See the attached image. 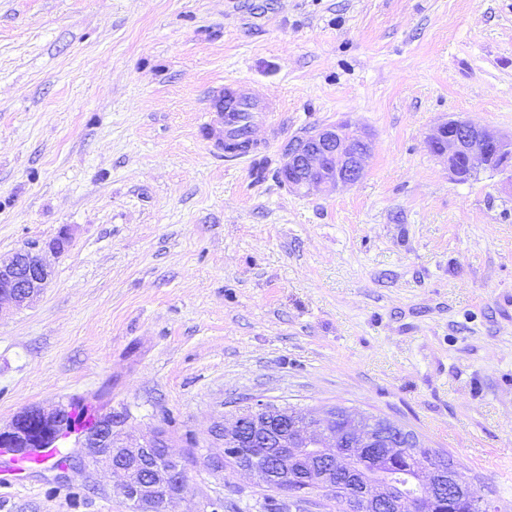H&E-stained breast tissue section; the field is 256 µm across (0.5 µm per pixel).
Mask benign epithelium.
<instances>
[{"instance_id":"benign-epithelium-1","label":"benign epithelium","mask_w":512,"mask_h":512,"mask_svg":"<svg viewBox=\"0 0 512 512\" xmlns=\"http://www.w3.org/2000/svg\"><path fill=\"white\" fill-rule=\"evenodd\" d=\"M432 152L446 158L448 171L456 181L474 178L481 169L505 173L512 182V137L498 135L462 119H448L428 137ZM368 136L359 129L347 133L343 124L316 128L294 138L284 148L282 176L298 191L335 189L358 182L370 152ZM66 237L48 243H33L0 259V304L16 308L34 303L49 283L52 271L41 253L64 250ZM67 407L50 411L40 407L19 412L6 429H0L1 448H43L57 443L65 426ZM124 418L109 411L97 415L96 426L81 435L80 447L87 453L80 459L94 467L109 469L121 477V494L133 512H169L186 492L188 475L184 461L175 456L169 439L156 430L129 443L117 442V428ZM224 451L211 458L216 471L224 469V458L242 456L245 448H260L272 459V466L259 467L241 460L237 468L265 485L281 486L289 492H304L318 484L333 494L345 488L355 512H416L422 503L442 500L448 512L455 504L468 502L472 512H496L493 501L477 492L460 476L448 455L437 452L418 466L426 492H397L388 481L368 478V473H350L356 460L395 462L407 449L420 447L417 436L389 420L361 418L331 410L321 416L303 418L287 407L254 399L238 409L228 424L214 427Z\"/></svg>"}]
</instances>
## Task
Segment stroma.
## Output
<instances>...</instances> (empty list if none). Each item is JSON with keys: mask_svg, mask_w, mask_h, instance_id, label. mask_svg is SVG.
Listing matches in <instances>:
<instances>
[{"mask_svg": "<svg viewBox=\"0 0 512 512\" xmlns=\"http://www.w3.org/2000/svg\"><path fill=\"white\" fill-rule=\"evenodd\" d=\"M233 80L284 112L229 161L204 107ZM460 118L512 135V0H0V258L52 278L0 316V427L73 400L187 460L174 512H336L209 459L225 414L390 419L512 512V183L428 147ZM347 122L365 173L284 183V147ZM105 469L0 483V512H130Z\"/></svg>", "mask_w": 512, "mask_h": 512, "instance_id": "obj_1", "label": "stroma"}]
</instances>
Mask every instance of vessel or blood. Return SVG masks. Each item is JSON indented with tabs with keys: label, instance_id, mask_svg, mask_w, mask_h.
I'll return each instance as SVG.
<instances>
[{
	"label": "vessel or blood",
	"instance_id": "1",
	"mask_svg": "<svg viewBox=\"0 0 512 512\" xmlns=\"http://www.w3.org/2000/svg\"><path fill=\"white\" fill-rule=\"evenodd\" d=\"M210 106L221 112L224 122V153L227 159L240 160L256 150L253 131L258 125H266L270 131L280 126L277 105L266 100L246 84L237 89L213 92Z\"/></svg>",
	"mask_w": 512,
	"mask_h": 512
}]
</instances>
